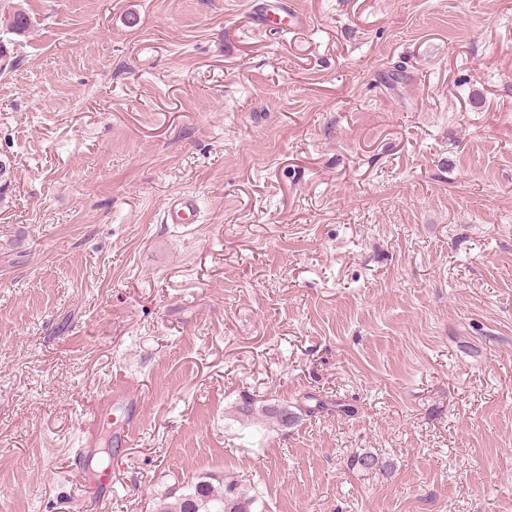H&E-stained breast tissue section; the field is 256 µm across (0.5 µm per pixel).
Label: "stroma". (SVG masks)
<instances>
[{"label": "stroma", "instance_id": "stroma-1", "mask_svg": "<svg viewBox=\"0 0 512 512\" xmlns=\"http://www.w3.org/2000/svg\"><path fill=\"white\" fill-rule=\"evenodd\" d=\"M265 2L22 0L0 512H99L90 438L100 512L231 473L253 512H512V0H291L282 36ZM120 387L125 446L93 423ZM309 395L356 412L235 414ZM270 2L265 10L262 23H280L288 26L290 29H297L305 25L303 16L295 9H292L291 3L288 4V2L282 0H271ZM196 211V201L189 195H176L169 199L166 205V222L170 224H186V215ZM257 412L272 421L278 427L288 428L289 426L295 425L300 415L292 410L288 409V406H283L275 403H268L261 407H256L253 400L248 398H242V400L235 407V413L238 418L242 420H250L257 416ZM349 465L352 469H358L363 472H372L373 470H384L386 473L391 472L394 465L389 460H382L370 449H360L350 457ZM85 481L100 503L112 498V469L110 467L85 469Z\"/></svg>", "mask_w": 512, "mask_h": 512}]
</instances>
